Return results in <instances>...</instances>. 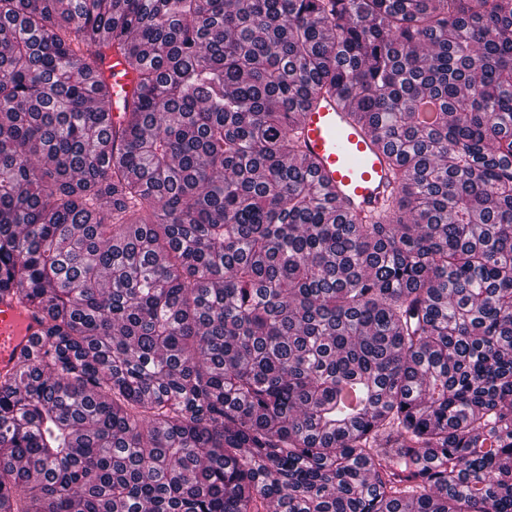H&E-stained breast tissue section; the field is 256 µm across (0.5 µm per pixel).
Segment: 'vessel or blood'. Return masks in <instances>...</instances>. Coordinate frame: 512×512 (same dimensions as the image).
Here are the masks:
<instances>
[{"label":"vessel or blood","instance_id":"vessel-or-blood-1","mask_svg":"<svg viewBox=\"0 0 512 512\" xmlns=\"http://www.w3.org/2000/svg\"><path fill=\"white\" fill-rule=\"evenodd\" d=\"M103 71L112 83L110 112L137 87L136 76L118 56L108 57ZM354 105L343 96L307 103L301 116L304 153L315 162L314 173L336 198L337 206L361 221L379 211L397 185L387 156L374 133L356 123ZM39 329L33 315L14 296L0 294V373L10 370Z\"/></svg>","mask_w":512,"mask_h":512}]
</instances>
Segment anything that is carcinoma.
Wrapping results in <instances>:
<instances>
[{
    "label": "carcinoma",
    "instance_id": "1",
    "mask_svg": "<svg viewBox=\"0 0 512 512\" xmlns=\"http://www.w3.org/2000/svg\"><path fill=\"white\" fill-rule=\"evenodd\" d=\"M0 292V512H512V0H0ZM105 75L112 82V100L109 104V112L116 119L119 115L118 105L125 95H131L137 87L136 76L126 70L124 63L118 56L108 57L103 65ZM353 110L354 104L338 94L307 103L301 138L336 206L363 222L382 208L397 184L374 133L353 120ZM39 330L31 312L14 296L0 294V373L13 367L30 337Z\"/></svg>",
    "mask_w": 512,
    "mask_h": 512
}]
</instances>
